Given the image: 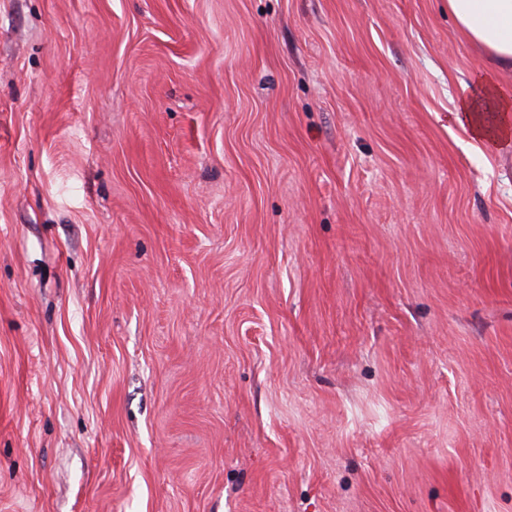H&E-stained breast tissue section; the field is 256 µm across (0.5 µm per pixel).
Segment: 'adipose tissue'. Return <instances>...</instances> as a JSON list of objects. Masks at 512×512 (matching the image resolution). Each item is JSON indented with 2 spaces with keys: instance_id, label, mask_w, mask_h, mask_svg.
<instances>
[{
  "instance_id": "adipose-tissue-1",
  "label": "adipose tissue",
  "mask_w": 512,
  "mask_h": 512,
  "mask_svg": "<svg viewBox=\"0 0 512 512\" xmlns=\"http://www.w3.org/2000/svg\"><path fill=\"white\" fill-rule=\"evenodd\" d=\"M459 29L480 45L495 69L512 68V0H448ZM454 121L488 146L512 144V96L493 72L479 76L473 92L453 112Z\"/></svg>"
}]
</instances>
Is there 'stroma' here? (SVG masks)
<instances>
[{"label": "stroma", "mask_w": 512, "mask_h": 512, "mask_svg": "<svg viewBox=\"0 0 512 512\" xmlns=\"http://www.w3.org/2000/svg\"><path fill=\"white\" fill-rule=\"evenodd\" d=\"M448 0H0V512H512V145ZM511 112L512 98L496 83L494 72L489 71L479 76L473 92L459 101L453 120L475 139L501 147L512 142Z\"/></svg>", "instance_id": "stroma-1"}]
</instances>
